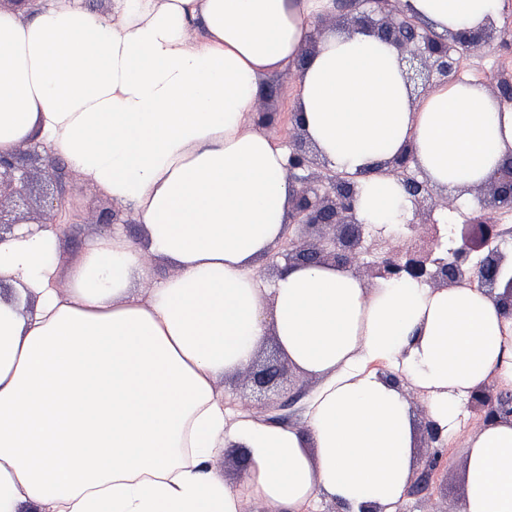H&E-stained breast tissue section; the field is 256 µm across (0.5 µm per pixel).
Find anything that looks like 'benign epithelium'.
<instances>
[{
	"mask_svg": "<svg viewBox=\"0 0 512 512\" xmlns=\"http://www.w3.org/2000/svg\"><path fill=\"white\" fill-rule=\"evenodd\" d=\"M331 25L373 33L392 44L418 96L435 83L460 81L463 52L512 42L511 29L494 25L448 34L426 29L401 8L400 0H340L336 13L313 23V33L305 41L297 69H302L306 58L316 51V33ZM493 93L501 103L511 105L512 80L498 79ZM279 95L280 87L275 84L261 88L257 124L278 122V113L267 112L262 106ZM288 122V176L295 185L288 227H298L299 233L286 234L276 256L289 263L341 265L370 286L381 280L411 279L431 288H479L512 312V261L502 248H491L506 234L499 216L512 213V152L503 157L485 183L487 199L481 200V206L487 213L452 225V246L443 257L438 215L453 208L455 200L419 177L412 146H405L384 163L387 174L403 184L413 205L407 232L395 239L384 235V229L357 219V176L333 170L320 159L299 128L295 112L288 113ZM65 183L74 190L81 187L74 173L48 156L23 146L0 154V240L20 224L42 228L66 217L65 201L59 193ZM90 223L109 229L115 224L130 225L132 220L124 210L112 206L91 215ZM242 374L254 392L265 394L280 386L285 358L277 352L264 360L255 359ZM467 408L481 427L512 417V402L492 385L473 392ZM422 436L430 451L411 487L413 491L440 474L442 450L447 445L442 429L427 416L423 418Z\"/></svg>",
	"mask_w": 512,
	"mask_h": 512,
	"instance_id": "1",
	"label": "benign epithelium"
}]
</instances>
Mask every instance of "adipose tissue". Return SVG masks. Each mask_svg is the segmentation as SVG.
Masks as SVG:
<instances>
[{
    "label": "adipose tissue",
    "mask_w": 512,
    "mask_h": 512,
    "mask_svg": "<svg viewBox=\"0 0 512 512\" xmlns=\"http://www.w3.org/2000/svg\"><path fill=\"white\" fill-rule=\"evenodd\" d=\"M435 31L503 0H401ZM333 0H34L0 9V153L39 138L144 229L95 237L59 276V227L0 242V512H397L414 417L389 368L464 434L458 512H512V420L466 433L471 392L512 390V314L477 288L367 285L330 264L258 272L282 240L288 151L256 129L261 78L301 54ZM296 106L320 156L357 175L362 222L410 214L382 164L412 145L439 190L487 182L512 151V105L463 80L412 100L395 49L321 31ZM174 273L144 287L143 254ZM318 378L308 427L268 423L216 388L265 336ZM245 449L238 486L216 470Z\"/></svg>",
    "instance_id": "adipose-tissue-1"
}]
</instances>
